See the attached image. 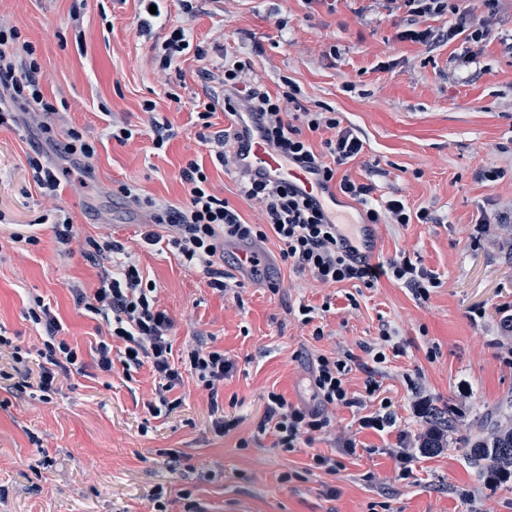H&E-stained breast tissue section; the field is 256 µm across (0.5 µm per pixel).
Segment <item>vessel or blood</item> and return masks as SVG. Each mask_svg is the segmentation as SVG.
Returning a JSON list of instances; mask_svg holds the SVG:
<instances>
[{
    "label": "vessel or blood",
    "instance_id": "obj_1",
    "mask_svg": "<svg viewBox=\"0 0 512 512\" xmlns=\"http://www.w3.org/2000/svg\"><path fill=\"white\" fill-rule=\"evenodd\" d=\"M238 167L259 171L275 178H283L314 199L328 210L336 208V194L325 187L318 174L295 166L286 158L274 152L267 144L260 130H253L237 149ZM344 245L350 254L361 261L372 260L378 250L379 231L377 225H346L342 230ZM237 258L236 271L239 275L250 276L254 261H267V252L260 243H237L233 246Z\"/></svg>",
    "mask_w": 512,
    "mask_h": 512
}]
</instances>
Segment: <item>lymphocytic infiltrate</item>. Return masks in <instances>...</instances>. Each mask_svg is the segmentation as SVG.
Returning <instances> with one entry per match:
<instances>
[{"label":"lymphocytic infiltrate","mask_w":512,"mask_h":512,"mask_svg":"<svg viewBox=\"0 0 512 512\" xmlns=\"http://www.w3.org/2000/svg\"><path fill=\"white\" fill-rule=\"evenodd\" d=\"M375 2L387 15L401 17L403 26L396 34L398 40L415 42L431 51L460 37L470 45L469 56L473 59L478 56V47L492 40L501 8V0ZM444 14L453 18L448 29L426 26L427 18ZM250 68V61L227 55L200 72L206 86L197 118L205 131L203 140L210 145L219 165L229 167L227 146L238 132L232 126L211 132L210 119L219 107L232 117L246 111L260 124L273 150L296 165L315 171L323 183L335 184L339 192L362 206L365 223H436V216L428 208L411 209L399 198L381 202L374 199V185L354 179L346 170L364 152V141L357 130L343 124L333 110L314 112L306 108L295 84L274 93L262 83L249 80ZM56 112L42 91L35 46L23 38L17 27L0 24V124L39 113L44 117L41 129L49 134L53 131L49 117ZM320 131L325 132V139L313 144L311 134ZM180 179L188 191L183 206L145 199L154 224L165 227L167 233L162 236L151 231L144 239L151 246L165 243L183 264L202 269L210 287L225 286L224 271L217 266L224 257L225 242L270 239L276 242L283 264L309 273L324 285L358 282L371 287L387 278L412 288L423 299L441 285L437 272L407 256L378 263L353 260L316 200L297 193L287 183L238 175L239 196L258 203L264 216L262 223L249 224L227 199L210 190L208 177L197 161H189L181 169ZM89 245L100 267L101 285L94 293L78 288L74 294L87 314L106 322L109 337L96 344L92 362H85L75 348L60 339L62 326L50 308L40 306L33 315L45 332L39 352L38 391L50 394L57 374L81 373L90 365L111 372L112 343L118 340L124 344V367L150 366L158 381L155 400L148 405L153 417L170 415L178 407V400L172 399L170 393L180 383L185 368L207 391L210 400H217L218 390L232 368L223 351L196 347L188 350L183 364H176L170 341L173 323L165 310L159 309L154 288L144 284L136 260L119 241L109 237L90 240ZM362 367L361 360L350 352L318 355L312 383L320 408L296 407L288 404L282 394L268 392L259 431H271L275 447L286 450L295 447L298 440L309 441L325 432L331 424L325 406H362V399L347 388L348 375Z\"/></svg>","instance_id":"f902f5d3"}]
</instances>
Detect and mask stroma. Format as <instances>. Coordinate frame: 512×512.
Listing matches in <instances>:
<instances>
[{"instance_id":"stroma-1","label":"stroma","mask_w":512,"mask_h":512,"mask_svg":"<svg viewBox=\"0 0 512 512\" xmlns=\"http://www.w3.org/2000/svg\"><path fill=\"white\" fill-rule=\"evenodd\" d=\"M368 4L339 0L329 13L304 0H205L189 19L178 0H163L154 38L188 25L205 49L224 46L251 59L253 78L269 89L291 80L307 108L332 109L355 127L366 144L349 166L352 176L375 183L377 196H403L439 218L380 227L377 260L406 253L440 274L441 287L425 300L386 279L370 288L321 285L283 266L272 240L265 281L239 278L233 255L225 254L230 289L222 293L202 271L147 245L151 213L120 195V186L183 205L179 172L191 160L246 222L262 221L259 205L237 198L233 172L213 162L199 137L201 61L189 49L178 69L161 70L154 38L137 30L138 0H0V22L36 47L44 95L59 111L57 137L74 126L96 145L91 173L60 157L63 183L48 195L28 164L38 125L0 126V335L37 361L43 328L28 310L40 302L59 319L62 338L90 356L108 330L77 306L70 287H99L84 250L87 240L112 235L155 285L173 322L174 356L203 345L232 362L218 402L239 419L228 434H216L209 396L187 371L173 391L180 407L152 417V371L119 363L109 373L91 367L59 378L43 401L22 388L10 349L0 350V512H153L150 494L159 485L169 512H184L188 502L200 512H512V478L477 475L461 449L419 455L406 480L392 453L400 432L415 440L425 431L419 399L452 409L463 431L512 397V363L503 353L512 333L502 327L512 317V223L493 221L512 211V56L502 46L512 37V0L475 64L459 40L428 54L398 40L393 20ZM156 120L176 132L161 150L153 145ZM123 127L132 136L120 143L111 131ZM489 166L501 177L479 180ZM60 218L76 228L69 256L54 238ZM15 224L29 226L36 243L12 241ZM302 303L315 308L313 323L302 324ZM386 329L395 332L398 352L385 351L372 372L349 374L347 387L366 396V381L376 382L365 411L388 407L395 429L360 428L356 409L339 407L329 411L327 433L289 450L259 433L268 392L317 406V356L385 350ZM350 437L361 446L354 456L341 451ZM173 450L188 463L172 467ZM316 453L335 458L336 471L316 468Z\"/></svg>"}]
</instances>
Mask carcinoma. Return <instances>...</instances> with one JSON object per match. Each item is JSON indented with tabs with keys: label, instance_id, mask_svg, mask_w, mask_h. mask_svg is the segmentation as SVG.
Instances as JSON below:
<instances>
[{
	"label": "carcinoma",
	"instance_id": "carcinoma-1",
	"mask_svg": "<svg viewBox=\"0 0 512 512\" xmlns=\"http://www.w3.org/2000/svg\"><path fill=\"white\" fill-rule=\"evenodd\" d=\"M427 431L420 448L425 454H435L448 446V436L457 431L454 420L433 407L426 413ZM465 451L471 468L480 475L488 472H506L512 475V427L499 423L496 412L478 417L469 431L455 438Z\"/></svg>",
	"mask_w": 512,
	"mask_h": 512
}]
</instances>
